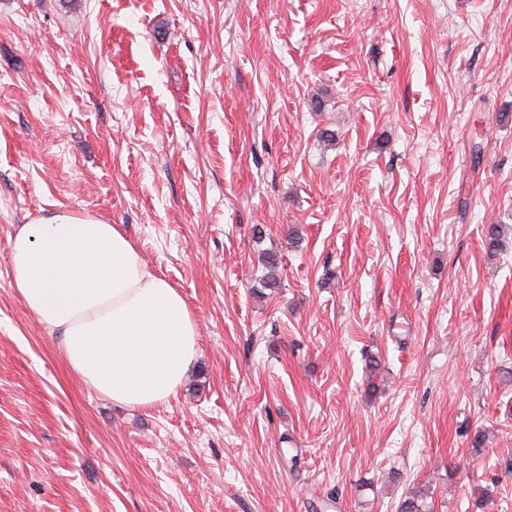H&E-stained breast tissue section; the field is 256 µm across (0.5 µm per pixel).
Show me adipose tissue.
Masks as SVG:
<instances>
[{"mask_svg": "<svg viewBox=\"0 0 512 512\" xmlns=\"http://www.w3.org/2000/svg\"><path fill=\"white\" fill-rule=\"evenodd\" d=\"M7 245L26 309L56 332L63 360L88 388L141 408L177 395L197 323L117 225L60 211L20 225Z\"/></svg>", "mask_w": 512, "mask_h": 512, "instance_id": "ef3b65f1", "label": "adipose tissue"}]
</instances>
